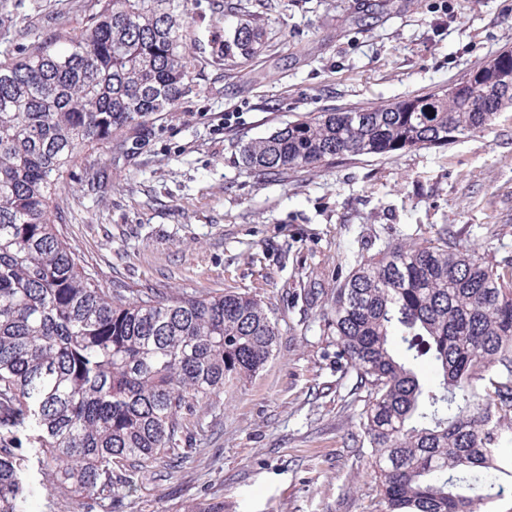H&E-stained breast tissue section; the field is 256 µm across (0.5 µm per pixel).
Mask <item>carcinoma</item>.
<instances>
[{"instance_id":"obj_1","label":"carcinoma","mask_w":512,"mask_h":512,"mask_svg":"<svg viewBox=\"0 0 512 512\" xmlns=\"http://www.w3.org/2000/svg\"><path fill=\"white\" fill-rule=\"evenodd\" d=\"M188 0H106L80 30L0 61V512H23L14 449L34 431L57 482L92 500L155 466L192 404L269 361L260 302L220 292L167 302L101 288L78 268L50 200L84 148L173 112L190 91ZM216 56L229 68L266 43L255 3L226 4ZM467 80L401 100L306 116L252 140L264 179L344 155L441 148L512 105V49ZM365 393L375 512H489L512 482V268L482 261L448 225L392 242L332 293L324 317ZM428 361L435 377L418 364Z\"/></svg>"}]
</instances>
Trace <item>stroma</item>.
Here are the masks:
<instances>
[{"label":"stroma","mask_w":512,"mask_h":512,"mask_svg":"<svg viewBox=\"0 0 512 512\" xmlns=\"http://www.w3.org/2000/svg\"><path fill=\"white\" fill-rule=\"evenodd\" d=\"M103 3L0 0V60ZM188 8L192 90L177 111L87 146L52 211L100 287L162 300L245 293L277 340L261 371L196 402L178 447L94 512H371L363 403L323 314L360 261L443 224L484 261H512V109L442 149L349 155L262 183L240 148L306 115L461 79L512 49V0H272L265 49L238 69L214 52L224 0ZM25 454L24 512H73L81 494Z\"/></svg>","instance_id":"35a3bbf8"}]
</instances>
